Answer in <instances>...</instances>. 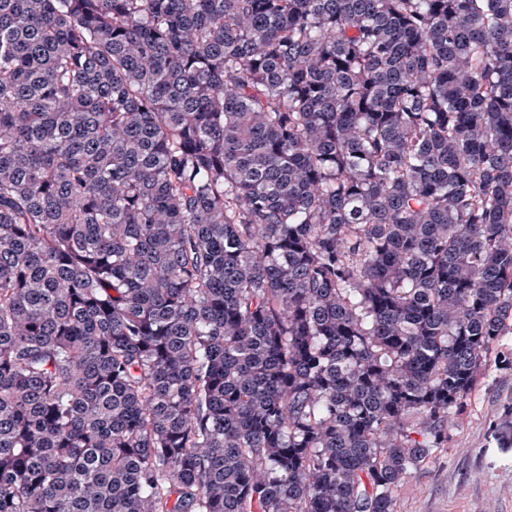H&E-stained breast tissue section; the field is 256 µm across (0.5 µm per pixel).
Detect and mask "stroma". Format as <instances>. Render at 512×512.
<instances>
[{"label":"stroma","instance_id":"1","mask_svg":"<svg viewBox=\"0 0 512 512\" xmlns=\"http://www.w3.org/2000/svg\"><path fill=\"white\" fill-rule=\"evenodd\" d=\"M396 512H512V335L490 354L447 449L399 488Z\"/></svg>","mask_w":512,"mask_h":512}]
</instances>
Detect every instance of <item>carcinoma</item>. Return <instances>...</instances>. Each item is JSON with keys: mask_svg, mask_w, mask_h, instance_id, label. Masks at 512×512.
Masks as SVG:
<instances>
[{"mask_svg": "<svg viewBox=\"0 0 512 512\" xmlns=\"http://www.w3.org/2000/svg\"><path fill=\"white\" fill-rule=\"evenodd\" d=\"M512 334V0H0V512H395Z\"/></svg>", "mask_w": 512, "mask_h": 512, "instance_id": "carcinoma-1", "label": "carcinoma"}]
</instances>
